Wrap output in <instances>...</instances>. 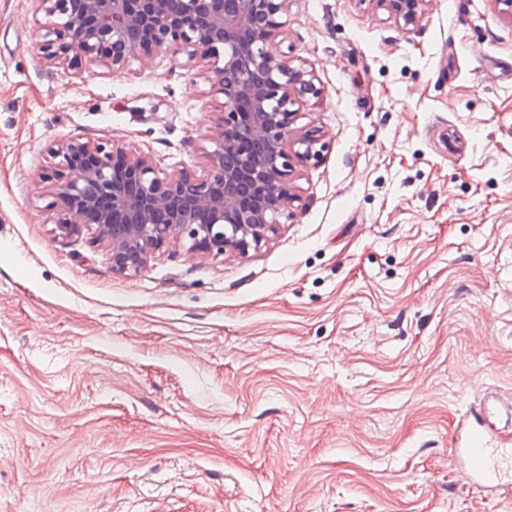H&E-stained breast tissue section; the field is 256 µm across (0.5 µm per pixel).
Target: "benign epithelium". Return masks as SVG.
Here are the masks:
<instances>
[{
	"label": "benign epithelium",
	"mask_w": 512,
	"mask_h": 512,
	"mask_svg": "<svg viewBox=\"0 0 512 512\" xmlns=\"http://www.w3.org/2000/svg\"><path fill=\"white\" fill-rule=\"evenodd\" d=\"M50 21L40 48L53 64L76 58L119 70L161 52L210 74L224 101L201 174L162 173L122 142L67 140L42 179L57 228L91 232L112 271L132 278L175 245L192 254L245 255L271 241L300 201L297 167L321 158L319 128L298 127V106L322 95L313 74L288 64L290 0H35ZM404 26L431 0H374Z\"/></svg>",
	"instance_id": "1"
}]
</instances>
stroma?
I'll return each mask as SVG.
<instances>
[{
    "instance_id": "obj_1",
    "label": "stroma",
    "mask_w": 512,
    "mask_h": 512,
    "mask_svg": "<svg viewBox=\"0 0 512 512\" xmlns=\"http://www.w3.org/2000/svg\"><path fill=\"white\" fill-rule=\"evenodd\" d=\"M0 0V512H512L451 465L512 396V20L432 0H292L319 161L247 255L174 246L133 278L57 229L73 137L202 170L220 98L182 55L49 65ZM385 7L389 16L406 27L419 23L428 10L431 0H375Z\"/></svg>"
}]
</instances>
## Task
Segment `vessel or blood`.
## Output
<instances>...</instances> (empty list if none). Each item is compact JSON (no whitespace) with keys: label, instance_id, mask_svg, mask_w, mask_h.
<instances>
[{"label":"vessel or blood","instance_id":"b4317fda","mask_svg":"<svg viewBox=\"0 0 512 512\" xmlns=\"http://www.w3.org/2000/svg\"><path fill=\"white\" fill-rule=\"evenodd\" d=\"M512 431V397L488 394L474 405L473 415L463 418L454 456L467 479L486 484L492 493L510 492L512 485L496 482L502 463L512 452L498 444L501 431Z\"/></svg>","mask_w":512,"mask_h":512}]
</instances>
